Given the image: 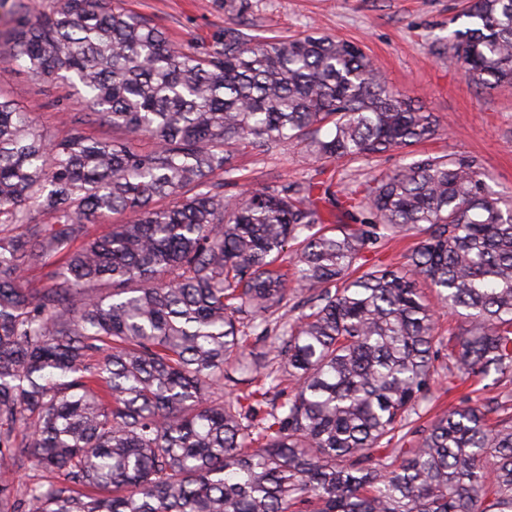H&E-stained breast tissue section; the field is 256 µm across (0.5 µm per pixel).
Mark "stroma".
<instances>
[{
    "label": "stroma",
    "mask_w": 512,
    "mask_h": 512,
    "mask_svg": "<svg viewBox=\"0 0 512 512\" xmlns=\"http://www.w3.org/2000/svg\"><path fill=\"white\" fill-rule=\"evenodd\" d=\"M151 18L177 44L201 48L225 29L250 24L254 35L285 38L317 31L357 43L388 85L434 112L440 135L422 144L430 154L477 157L495 188L512 192V86L480 88L435 53L437 39L455 29L463 0H248L238 14L226 0H119ZM0 92L32 112L49 137L67 135L69 114L80 111L65 84L40 85L14 65L0 62ZM243 183L260 188L302 181L314 164L302 145L241 155Z\"/></svg>",
    "instance_id": "35a3bbf8"
}]
</instances>
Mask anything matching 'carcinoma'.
<instances>
[{
  "instance_id": "obj_1",
  "label": "carcinoma",
  "mask_w": 512,
  "mask_h": 512,
  "mask_svg": "<svg viewBox=\"0 0 512 512\" xmlns=\"http://www.w3.org/2000/svg\"><path fill=\"white\" fill-rule=\"evenodd\" d=\"M12 16L0 61L86 111L55 142L0 93V512H512V408L417 424L443 346L423 284L464 319L448 377H512V192L417 152L433 113L325 34L199 50L116 0ZM462 17L438 53L512 84V0ZM289 141L321 179L224 192L242 150ZM389 152L408 162L333 190ZM406 234L402 266L368 258Z\"/></svg>"
}]
</instances>
